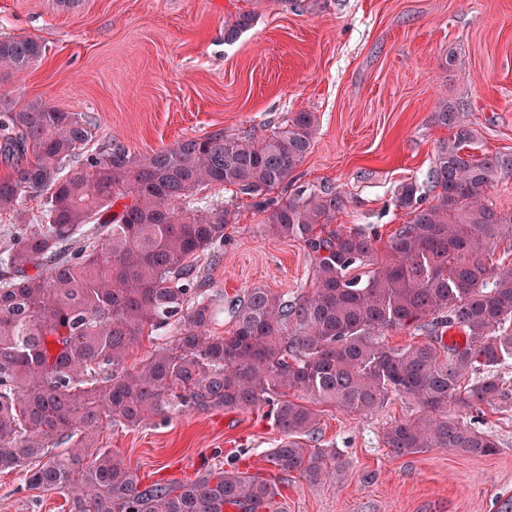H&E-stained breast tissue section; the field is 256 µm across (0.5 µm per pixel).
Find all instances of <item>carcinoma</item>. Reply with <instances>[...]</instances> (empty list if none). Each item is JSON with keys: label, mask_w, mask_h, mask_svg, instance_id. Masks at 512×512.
Instances as JSON below:
<instances>
[{"label": "carcinoma", "mask_w": 512, "mask_h": 512, "mask_svg": "<svg viewBox=\"0 0 512 512\" xmlns=\"http://www.w3.org/2000/svg\"><path fill=\"white\" fill-rule=\"evenodd\" d=\"M256 18L253 10L224 23V42ZM44 54L33 38H0V76ZM465 109L436 103L433 122L453 135L424 182L398 185L396 204L410 220L379 263L378 235L332 227L349 203L333 186L270 198L314 143L312 112L292 113L267 136L219 129L149 156L118 142L89 155L96 125L87 116L34 103L18 109L0 93V162L10 169L0 177V211L15 210L24 191L48 192L42 222L20 225L0 250V470L23 472L30 489L72 495L75 512H278L288 475L318 486L351 466L337 449L314 445L319 415L293 400L296 392L359 416L392 396L412 398L418 411L383 434L396 455L495 454L491 436L448 413L512 407V378L498 372L512 359V260L484 262L512 240V212L488 196L512 176V153L471 152L478 137ZM204 186L253 201L267 239L302 243L311 291L254 287L229 298L198 278V262L218 257L234 221L229 208L182 206ZM224 312L231 329L218 335L212 325ZM406 327L427 339L383 343ZM454 328L463 343L444 342ZM145 336L161 341L126 367ZM265 406L281 435L268 453L276 479L231 464L144 486L116 455L88 452L108 425Z\"/></svg>", "instance_id": "1"}]
</instances>
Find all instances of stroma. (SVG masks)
Masks as SVG:
<instances>
[{"label": "stroma", "instance_id": "stroma-1", "mask_svg": "<svg viewBox=\"0 0 512 512\" xmlns=\"http://www.w3.org/2000/svg\"><path fill=\"white\" fill-rule=\"evenodd\" d=\"M252 9V0H0V38L46 47L0 85L18 105L84 113L97 125L90 154L117 142L148 156L218 129L260 136L289 113H314V145L275 197L332 185L349 199L336 223L384 239L409 220L396 188L424 177L451 135L431 120L438 98L466 103L478 153L512 152V0H301L294 9L266 0L254 25L225 43V22ZM186 205L235 211L220 261L199 263L212 288H311L307 250L262 235L264 215L248 200L209 186ZM415 409L399 396L369 418L319 406L320 443L351 466L319 487L290 475L285 512H497L512 492V412L487 407L475 422L497 441L496 454L395 455L383 431ZM279 438L261 410H213L105 427L97 445L142 482L163 483L230 461L275 477L266 453ZM72 510L67 494L0 472V512Z\"/></svg>", "mask_w": 512, "mask_h": 512}]
</instances>
